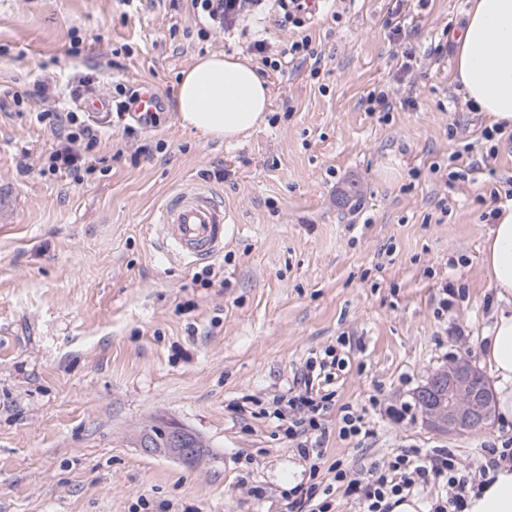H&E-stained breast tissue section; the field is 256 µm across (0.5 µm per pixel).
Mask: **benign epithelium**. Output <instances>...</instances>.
Segmentation results:
<instances>
[{"label": "benign epithelium", "mask_w": 512, "mask_h": 512, "mask_svg": "<svg viewBox=\"0 0 512 512\" xmlns=\"http://www.w3.org/2000/svg\"><path fill=\"white\" fill-rule=\"evenodd\" d=\"M422 416L430 427L450 435H467L492 422L496 413L495 394L484 374L471 360L459 358L437 369L416 392ZM149 455H163L186 465L195 464L188 448L185 428L172 431L167 448H155L148 439L140 443Z\"/></svg>", "instance_id": "7a95c632"}]
</instances>
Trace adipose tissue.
I'll use <instances>...</instances> for the list:
<instances>
[{"instance_id": "1", "label": "adipose tissue", "mask_w": 512, "mask_h": 512, "mask_svg": "<svg viewBox=\"0 0 512 512\" xmlns=\"http://www.w3.org/2000/svg\"><path fill=\"white\" fill-rule=\"evenodd\" d=\"M455 68L468 98L512 128V0H473L455 42ZM270 89L245 57H196L179 80L175 110L183 128L227 143L258 130ZM484 264L503 303L486 336L484 357L496 377L497 413L512 421V207L500 211L484 245ZM466 512H512V468L470 492Z\"/></svg>"}]
</instances>
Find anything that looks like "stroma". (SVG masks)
<instances>
[{"mask_svg": "<svg viewBox=\"0 0 512 512\" xmlns=\"http://www.w3.org/2000/svg\"><path fill=\"white\" fill-rule=\"evenodd\" d=\"M470 5L328 0L297 29L265 0L202 37L189 0H0V512H292L290 490L332 484L337 462L363 474L408 448L449 449L477 478L487 448L512 443L500 421L436 433L415 398L457 358L491 371L482 251L488 212L512 204V140L489 152L494 120L456 79ZM300 35L320 60L264 69L259 130L225 143L181 126L175 94L197 56ZM87 72L104 97L155 86L160 121L134 138L130 117L98 122L109 162L84 181L41 173L55 143L42 115L78 109L70 88ZM38 80L56 94L34 95ZM376 88L389 91L381 112L367 109ZM191 181L233 217L199 266L167 258L151 225ZM330 346L344 367L313 471L275 410ZM348 412L366 435H341ZM157 416L206 442L199 463L137 446Z\"/></svg>", "mask_w": 512, "mask_h": 512, "instance_id": "stroma-1", "label": "stroma"}]
</instances>
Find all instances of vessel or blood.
<instances>
[{
	"label": "vessel or blood",
	"mask_w": 512,
	"mask_h": 512,
	"mask_svg": "<svg viewBox=\"0 0 512 512\" xmlns=\"http://www.w3.org/2000/svg\"><path fill=\"white\" fill-rule=\"evenodd\" d=\"M161 103L160 92L145 85L128 113L139 121L157 112ZM154 224L169 257L197 264L213 259L223 250L231 219L209 187L189 182L171 192L157 211Z\"/></svg>",
	"instance_id": "b4317fda"
}]
</instances>
